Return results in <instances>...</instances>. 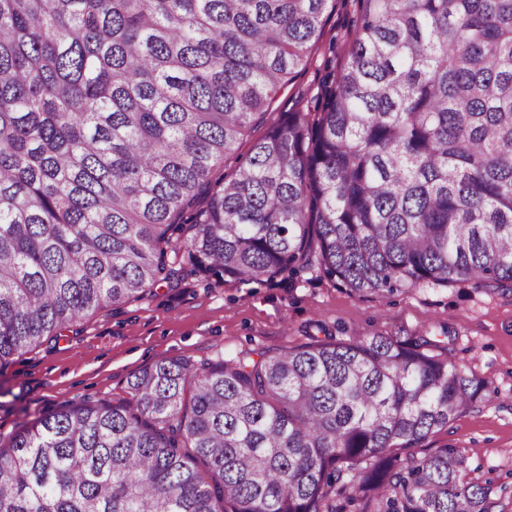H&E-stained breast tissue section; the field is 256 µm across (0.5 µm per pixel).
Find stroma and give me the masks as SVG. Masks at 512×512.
Instances as JSON below:
<instances>
[{
	"label": "stroma",
	"instance_id": "35a3bbf8",
	"mask_svg": "<svg viewBox=\"0 0 512 512\" xmlns=\"http://www.w3.org/2000/svg\"><path fill=\"white\" fill-rule=\"evenodd\" d=\"M328 48L282 88L263 125L252 128L239 155L221 166L237 170L254 142L297 100L314 101ZM424 337L435 354L449 352L490 381L488 401L454 419L426 445L448 444L468 458L469 476L490 484L500 512H512V292H478L461 284L425 285L391 298H358L310 268L266 284L214 283L196 271L156 285L152 295L87 315L61 337L16 357L0 371V436L63 402L125 396L130 376L162 358L202 365L251 351L278 352L311 337Z\"/></svg>",
	"mask_w": 512,
	"mask_h": 512
}]
</instances>
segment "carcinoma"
<instances>
[{"instance_id": "1", "label": "carcinoma", "mask_w": 512, "mask_h": 512, "mask_svg": "<svg viewBox=\"0 0 512 512\" xmlns=\"http://www.w3.org/2000/svg\"><path fill=\"white\" fill-rule=\"evenodd\" d=\"M343 66L214 179L337 0H0V371L184 251L219 282L512 289V0H357ZM425 338L312 340L0 439V512H495L432 434L489 382Z\"/></svg>"}]
</instances>
